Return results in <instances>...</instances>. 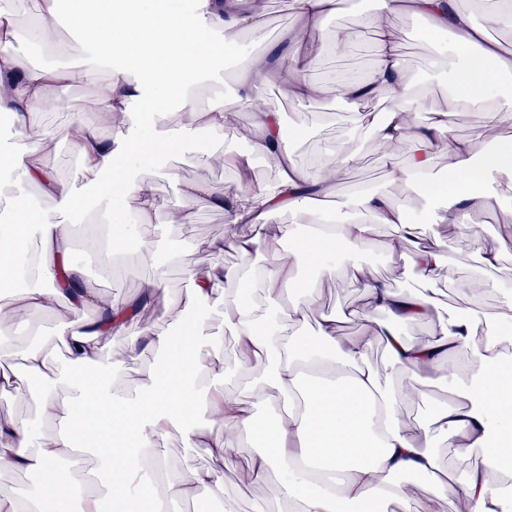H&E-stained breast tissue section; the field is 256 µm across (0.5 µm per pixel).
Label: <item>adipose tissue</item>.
<instances>
[{"mask_svg": "<svg viewBox=\"0 0 512 512\" xmlns=\"http://www.w3.org/2000/svg\"><path fill=\"white\" fill-rule=\"evenodd\" d=\"M63 0H40L36 21L42 35H49L68 20L89 50L79 72L94 79L100 70L111 79L99 99L108 113L127 112L132 101L144 111L140 123L117 124L114 136L96 126L78 122L56 129V137L71 141L80 158L84 177L97 197L94 219L106 224L105 256L114 259L115 240L127 234L117 212L133 214L143 224H168L174 216L157 197L148 176L150 168L165 160L171 149L202 131L218 134L236 130L241 110L254 112L249 131L253 155L271 163L277 179L268 188H237L230 192L213 184H192L183 190L186 203L204 198L222 210L232 231L228 237L208 242L215 260L204 274H190V288L164 305L168 328L156 332L144 326L126 356L153 352L157 360L144 373L132 393L112 385L119 360L103 351L112 327H124L132 305H153L166 290L163 276L148 280L138 303L95 290L82 271L69 263L71 235L55 213L33 210L25 196L13 202L12 222L0 224V288L15 279V261L31 258L29 285L16 290L11 312L0 319L14 321L16 313L29 314L52 308L68 296L67 320L60 341L67 357L51 365L37 342L6 346L0 336V352L21 359L22 370H0V397L38 384V415L29 423L0 419V480L35 471L60 493L74 485L86 486L82 512H99L102 496L130 493L131 461L152 463L156 480L146 492L152 508L193 499L208 490L221 500L223 512H234L224 499L221 467L229 463L235 439L259 436L264 446L252 457L253 480L275 478L278 512H371L373 505L395 503L412 512L404 475L427 477L434 500L454 504L456 512H493L497 482L505 464L512 462V359L498 348L496 326L512 323V297L494 310L459 315L445 310L434 281L444 269L437 243L421 242L418 225L407 219L401 204L386 192L365 189L327 211L325 201L333 188L358 162L354 144L367 136L386 146L382 156L393 180L409 193L426 192L431 202L427 219L463 230L476 224L492 207L494 184H512V143L502 140L512 129V92L503 80L512 79V54L485 43L468 12L456 0H378L374 12L361 19L376 30L375 62L358 79L336 83V97L347 106L367 100H389L383 117L358 116L353 134L321 164L306 168L292 158L293 146L283 136L279 113L253 109L264 96V80L270 69L285 72L292 100H308L315 88L306 79L305 42L302 32L318 34L331 14L343 13L347 0H296L302 28L287 33V45L275 62L259 54L235 78L237 104L215 105L200 110L194 87L212 64L208 33L220 30L226 46L244 31L264 27L263 15L244 8L243 0H195L194 15L163 9L159 0H77L70 14L62 12ZM422 20L428 30L446 36L465 62L452 71L447 92L435 100L415 89L404 66L399 45L389 24L398 14ZM16 24L7 0H0V110L11 112L17 129H25L33 112L57 106L60 97L47 93L50 85L66 84V71L32 65L14 51ZM181 113L178 128L159 125L158 117L170 106ZM480 113L482 138H459L454 120L462 106ZM426 122H419L420 114ZM412 143L413 154L399 164L393 146ZM447 156L448 172L435 170L436 159ZM0 162L20 171L27 183L54 197L58 211L82 209L80 198L57 181L48 167L43 147H0ZM292 211L306 224L305 235L297 226L279 225L269 236L265 224L278 212ZM300 223V224H301ZM395 225L397 240L390 253H411V266L421 289L402 292L374 278L360 263L352 264L351 277L365 296L367 319L373 325L362 336L347 338L337 332L338 316L319 321L318 342L306 337H284L285 326L300 327L320 297L323 280L336 275L337 260L370 246L378 226ZM289 242L281 250L279 242ZM259 254V268L243 271L225 267V249ZM65 265L69 286H57V267ZM312 267L313 278L304 292L294 290L303 267ZM234 285L239 297L224 310V325L233 334L244 357L266 366L255 379L258 395L276 393L279 409L265 423H258L253 403L224 394L223 344L211 336L203 317L225 286ZM260 288L268 300L258 313L250 297ZM384 322H375L377 314ZM435 319L431 341L413 342L401 335L404 322ZM382 343L388 361L367 364L374 343ZM461 348L469 351L471 384L462 400L448 401L430 424L403 415L400 394L412 392L420 375L446 369ZM398 370L404 378L400 393L381 385L386 371ZM181 432L185 443L208 449L220 468L192 472L168 480L166 463L158 449L172 432ZM442 434L449 447L467 453L480 450L478 463L463 477L448 474L433 443ZM93 455L99 461L102 480H90L79 469L60 468L61 459ZM40 490L20 493L1 504L0 512H60V500Z\"/></svg>", "mask_w": 512, "mask_h": 512, "instance_id": "1", "label": "adipose tissue"}]
</instances>
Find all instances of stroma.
<instances>
[{
  "label": "stroma",
  "instance_id": "obj_1",
  "mask_svg": "<svg viewBox=\"0 0 512 512\" xmlns=\"http://www.w3.org/2000/svg\"><path fill=\"white\" fill-rule=\"evenodd\" d=\"M272 8L286 7L287 12L278 16L276 34L266 40H258L256 33L247 32L239 36L237 51L216 56L206 81L198 92V104L209 108L214 103L229 107L234 105V81L244 54L258 47L268 51L280 42L283 31L299 28L301 21L296 13L294 0H270ZM373 51L337 58L327 49H315L309 57L306 75L311 83L319 86L320 92L313 99L295 103L288 99V86L281 78L268 77L266 88L271 95L268 99L270 110L280 112L284 126L295 128L297 141L293 158L303 165H314L320 160V153L326 146L346 139L353 128V116L347 113L345 105L336 99V88L330 82L337 70L361 73L373 65ZM108 73H101L96 80L74 78L64 87H50L49 95L60 94L67 98L69 109L60 114H51L41 121L30 122L24 134H17L14 128H0V142L24 145L36 140L46 144V160L59 180L69 187L85 203L84 210L59 214L65 224L88 223V213L94 208V193L84 181L81 162L72 144L52 138H44V130L67 126L77 121L96 125L103 133H110L111 124L101 109L95 108L103 87L108 83ZM201 136L189 137L180 151L173 153L165 166L153 172L151 180L156 193L170 208L189 209L186 225L165 224L159 229L166 245L159 250L153 263L135 262L132 269H115L104 290L107 293L133 299L140 295L142 287L155 271L167 274L169 295L175 296L188 286L186 271L204 272L215 257L206 248L208 241L227 237L230 227L224 222L223 212L214 209L208 201L200 200L185 205L182 191L187 184L205 182L224 188L250 178L254 184L269 187L276 180L274 168L264 162H251L247 171L224 168H210L200 148ZM355 150L360 161L351 173V182L339 185L334 195L335 202H343L351 193L363 186L378 187L394 195L410 214L426 211L423 197L406 194L403 187L393 183L376 158V144L369 138H361ZM496 207L486 213L484 225L470 232L471 245L461 244L453 230L444 224L421 222L420 232L424 238L439 241L441 249L453 271L452 277H439L437 288L442 293L444 307L466 312L473 309L491 310L501 305L505 291L501 284L512 275V237L506 232L495 230L504 211L512 210V186H493ZM384 236H376L373 245L363 252L360 259L370 265L374 275L401 291L417 289L418 280L411 275L410 260L392 256L385 250ZM497 250L502 263L499 269L485 266L481 260L484 251ZM363 298L362 290L352 282L346 269H339L334 280L325 282L319 305L329 313H339L351 308ZM447 385L427 378H420L415 390L401 399V410L409 417L425 420L428 410L439 408L448 400ZM167 463L171 479L180 480L193 470L215 467L216 462L202 448L188 447L179 433H172L159 450ZM231 456L233 465L224 469V494L234 500L237 512H253L256 503L262 502L276 507L278 490L275 479L243 482L242 474L249 466L252 450L247 440L238 441Z\"/></svg>",
  "mask_w": 512,
  "mask_h": 512
}]
</instances>
